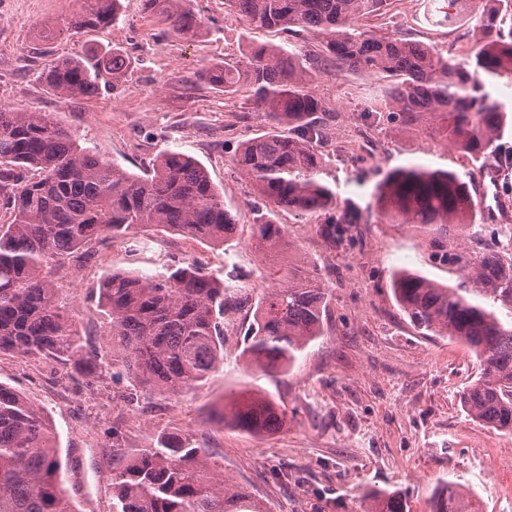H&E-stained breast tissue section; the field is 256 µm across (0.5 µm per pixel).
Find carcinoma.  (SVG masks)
<instances>
[{
    "mask_svg": "<svg viewBox=\"0 0 512 512\" xmlns=\"http://www.w3.org/2000/svg\"><path fill=\"white\" fill-rule=\"evenodd\" d=\"M60 32L105 27L119 18L121 0H84ZM157 22L183 38L203 24L190 0H144ZM252 30L319 36L316 51L247 44L241 56L202 69L198 77L226 94L248 93L245 109L264 112L270 131L244 140L237 169L269 208L251 224L259 250L284 248L281 211L329 215L321 226L335 246L364 216L337 201L321 178L324 158L317 114L329 113L312 92L313 73L367 74L386 82L387 120L399 131L429 126L448 148L494 176V162L512 165L499 142L512 107L487 85L512 78V0H447L439 24L474 23L477 47L450 58L406 34H382L362 23L390 0H227ZM119 53L92 64L62 57L41 72L61 96H87L101 73L119 78ZM0 197L12 221L0 224V353L70 362L107 361L133 381V390L177 398L200 388L224 363L227 344L265 376L292 368L297 354L322 335L327 292L298 266H269L274 286L258 293L239 279H222L194 262L158 260L153 274L112 271L98 284L105 333L112 346L90 352L75 315L61 298L62 271L85 263L118 237L141 229L224 244L236 228L203 164L174 151L135 175L77 144L50 112L0 105ZM376 204L389 224H410L431 236L437 256L457 265L472 286L449 285L421 273L391 276L400 311L425 336H446L478 359V378L460 394L467 416L512 432V247L503 228L473 260L462 248L481 214L469 183L456 171L411 164L389 170ZM222 420L250 433L272 432L286 411L260 389L224 399ZM56 434L44 411L0 384V512H74L54 481ZM373 512H410L398 491L374 496ZM112 512H268L224 478L190 437L158 436L112 468ZM432 512H480L460 485L443 482Z\"/></svg>",
    "mask_w": 512,
    "mask_h": 512,
    "instance_id": "obj_1",
    "label": "carcinoma"
}]
</instances>
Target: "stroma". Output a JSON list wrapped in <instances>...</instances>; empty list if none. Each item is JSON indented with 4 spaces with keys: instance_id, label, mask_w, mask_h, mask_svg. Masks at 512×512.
Listing matches in <instances>:
<instances>
[{
    "instance_id": "obj_1",
    "label": "stroma",
    "mask_w": 512,
    "mask_h": 512,
    "mask_svg": "<svg viewBox=\"0 0 512 512\" xmlns=\"http://www.w3.org/2000/svg\"><path fill=\"white\" fill-rule=\"evenodd\" d=\"M121 3L114 25L50 41L44 31L80 12L82 0H0V105L53 113L81 148L136 175L161 152L193 156L223 193L237 230L226 246L143 231L147 247L134 252L129 239L114 240L94 258L92 273L79 266L68 273L61 295L79 331L93 348L106 346L98 280L113 270L150 269L160 256L221 275L232 271L249 284L269 264L303 263L326 285L327 321L287 374L257 376L230 351L208 384L175 399L153 394L130 403L123 399L126 375L0 354V383L41 407L55 429L57 482L77 512H112L114 453L134 455L160 433L192 437L225 478L269 512H368L370 493L386 489L407 492L410 512H430L443 479L470 489L482 512H512L503 492L512 470L491 473L479 461L484 448L512 454V434L472 420L459 404L460 391L479 375L475 355L449 338L419 334L391 290L396 269L450 285L459 273L434 262L428 236L385 223L374 199L394 167L417 162L461 172L467 159L428 130L397 132L374 122L366 108L383 98L384 81L318 75V97L338 114L321 149L322 178L339 199L353 200L365 221L352 228L348 245L336 248L318 231L323 217L283 211L278 220L291 247L263 254L250 225L265 202L232 159L242 141L268 131V121L257 111L242 118L241 98L198 78L203 67L240 55L250 38L246 23L227 13L224 0H191L203 31L187 41L144 13L142 0ZM428 6V0H394L371 23L389 33L409 30L412 39L452 56L474 48L471 26L429 24ZM112 48L129 67L119 79L101 80L92 95L62 97L40 78L54 58L88 59ZM256 386L285 408L283 427L251 434L222 422L225 396Z\"/></svg>"
}]
</instances>
